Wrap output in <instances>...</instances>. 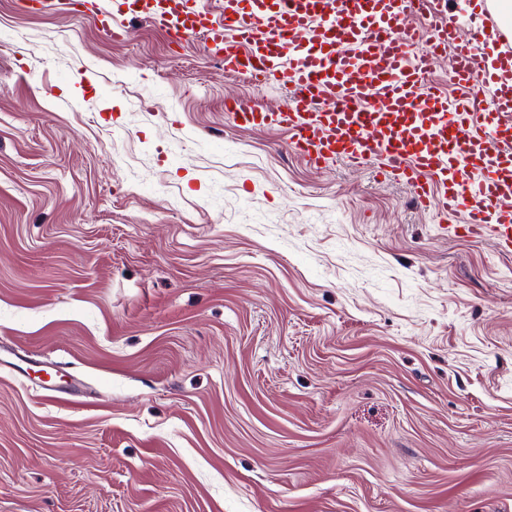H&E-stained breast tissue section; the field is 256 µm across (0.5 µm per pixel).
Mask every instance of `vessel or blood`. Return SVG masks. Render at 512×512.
Instances as JSON below:
<instances>
[{"label":"vessel or blood","instance_id":"obj_1","mask_svg":"<svg viewBox=\"0 0 512 512\" xmlns=\"http://www.w3.org/2000/svg\"><path fill=\"white\" fill-rule=\"evenodd\" d=\"M463 39L446 0H224L220 14L196 0H107L96 13L112 41L145 19L170 41L203 36L225 73L253 84L285 83L287 105L269 111L225 101L236 126L276 127L313 166L374 161L382 177L409 185L416 202L458 215L456 236L491 237L512 253V28L493 0H473ZM425 13L431 51L413 54L402 23ZM451 56L456 98L430 87L435 61ZM16 377H48V400L86 402L91 388L63 363L30 354L0 359Z\"/></svg>","mask_w":512,"mask_h":512}]
</instances>
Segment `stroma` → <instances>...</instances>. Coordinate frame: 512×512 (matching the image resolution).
<instances>
[{
  "mask_svg": "<svg viewBox=\"0 0 512 512\" xmlns=\"http://www.w3.org/2000/svg\"><path fill=\"white\" fill-rule=\"evenodd\" d=\"M129 26L0 0V512H512V254ZM14 358L0 359L1 369L8 368L11 375L27 379L32 373L48 377L45 387V398L48 400L85 403L91 388L83 378H79L66 370L65 364L36 355L14 353L6 350ZM63 381L55 382L56 379ZM65 378V379H64Z\"/></svg>",
  "mask_w": 512,
  "mask_h": 512,
  "instance_id": "1",
  "label": "stroma"
}]
</instances>
